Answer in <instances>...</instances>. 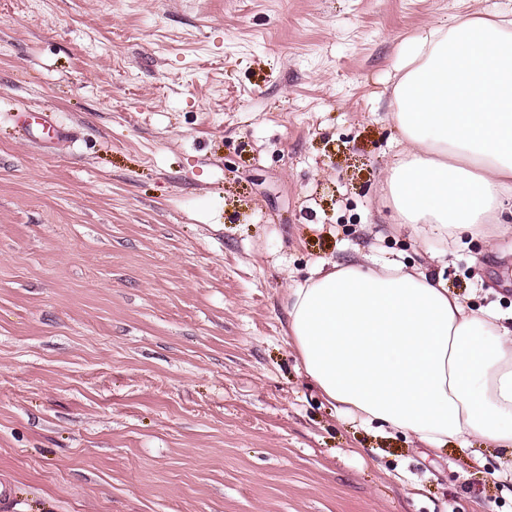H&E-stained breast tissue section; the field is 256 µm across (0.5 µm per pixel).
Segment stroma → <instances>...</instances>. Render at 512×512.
<instances>
[{"instance_id":"stroma-1","label":"stroma","mask_w":512,"mask_h":512,"mask_svg":"<svg viewBox=\"0 0 512 512\" xmlns=\"http://www.w3.org/2000/svg\"><path fill=\"white\" fill-rule=\"evenodd\" d=\"M512 0H0L10 512H512L478 437L343 415L288 329L312 270L399 261L512 312V216L382 204L401 42ZM51 112L34 144L15 113Z\"/></svg>"}]
</instances>
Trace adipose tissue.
Listing matches in <instances>:
<instances>
[{"label": "adipose tissue", "mask_w": 512, "mask_h": 512, "mask_svg": "<svg viewBox=\"0 0 512 512\" xmlns=\"http://www.w3.org/2000/svg\"><path fill=\"white\" fill-rule=\"evenodd\" d=\"M390 111L403 159L384 205L414 235L482 236L512 206V17L403 41ZM288 325L308 377L363 422L438 448L478 436L512 456V328L395 262L315 269Z\"/></svg>", "instance_id": "ef3b65f1"}]
</instances>
